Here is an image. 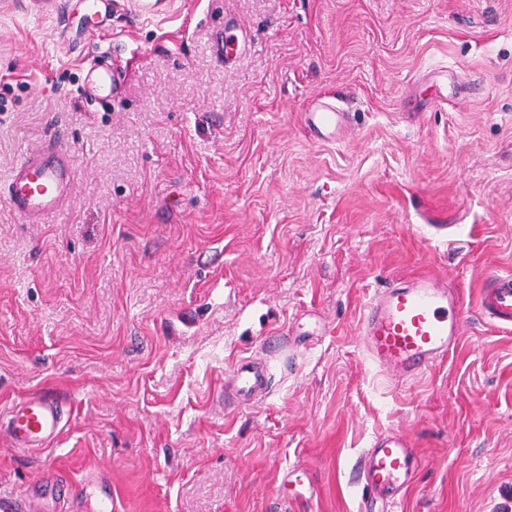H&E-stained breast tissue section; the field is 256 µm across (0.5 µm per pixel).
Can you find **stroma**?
<instances>
[{
    "instance_id": "obj_1",
    "label": "stroma",
    "mask_w": 512,
    "mask_h": 512,
    "mask_svg": "<svg viewBox=\"0 0 512 512\" xmlns=\"http://www.w3.org/2000/svg\"><path fill=\"white\" fill-rule=\"evenodd\" d=\"M252 35L233 65L225 19ZM0 0V183L58 138L77 179L60 213L0 199V489L42 463L106 468L115 512H361L352 466L398 428L420 454L398 512H512V333L476 321L397 386L356 338L370 296L430 271L475 309L512 272V0ZM132 54L111 103L83 69ZM449 99L417 111L429 74ZM355 114L315 142L300 113ZM288 337L271 393L224 373ZM53 393L49 446L3 419Z\"/></svg>"
}]
</instances>
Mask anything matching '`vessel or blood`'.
I'll return each mask as SVG.
<instances>
[{"label": "vessel or blood", "mask_w": 512, "mask_h": 512, "mask_svg": "<svg viewBox=\"0 0 512 512\" xmlns=\"http://www.w3.org/2000/svg\"><path fill=\"white\" fill-rule=\"evenodd\" d=\"M250 37L231 18L224 21L221 55L232 60L246 50ZM120 84L111 52H101L86 69L84 99L107 103ZM304 127L322 144H333L348 129L350 113L317 98L301 114ZM76 175L75 155L55 141L20 157L12 166L5 200L18 218L36 224L60 212ZM477 314L485 323L512 329V272H488L482 279ZM460 291L447 278L428 272L397 280L376 290L357 325V338L367 361L395 382L418 378L445 362L457 346L469 319ZM229 388L240 402L265 396L271 374L265 363L238 361L228 375ZM63 410L56 397L39 394L9 408V435L17 450L54 441L61 432ZM420 458L410 434L386 430L376 434L358 459L359 481L367 496L364 512H392L414 482ZM85 486L96 512H113L112 481L106 469L91 472ZM0 512H82L68 478L51 467L41 470L22 491L0 490Z\"/></svg>", "instance_id": "1"}]
</instances>
